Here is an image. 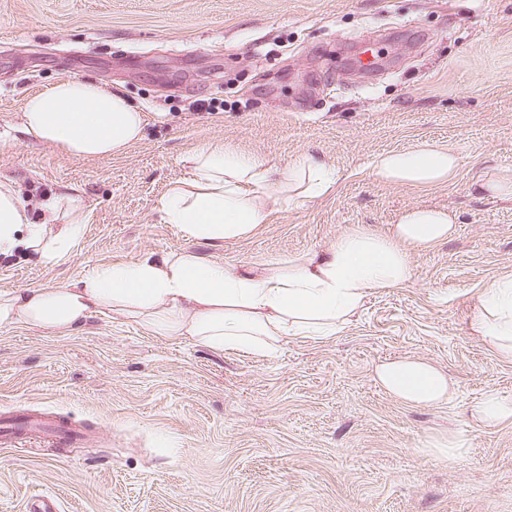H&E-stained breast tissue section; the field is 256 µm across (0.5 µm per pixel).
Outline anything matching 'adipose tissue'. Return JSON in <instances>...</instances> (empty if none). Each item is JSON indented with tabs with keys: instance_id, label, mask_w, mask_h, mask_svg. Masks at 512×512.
Masks as SVG:
<instances>
[{
	"instance_id": "1",
	"label": "adipose tissue",
	"mask_w": 512,
	"mask_h": 512,
	"mask_svg": "<svg viewBox=\"0 0 512 512\" xmlns=\"http://www.w3.org/2000/svg\"><path fill=\"white\" fill-rule=\"evenodd\" d=\"M147 124V113L122 93L81 78L30 94L21 114L25 138L93 159L124 155ZM188 160L191 177L167 188L159 212L162 223L178 225L197 242L248 238L265 223L271 194L296 204L328 195L338 180L334 169L307 154L280 170L220 142L195 147ZM371 168L386 182L431 188L455 176L459 158L448 147L423 143L379 153ZM81 224L74 197L56 195L37 221L14 185L0 181V254L25 250L47 263L64 260L77 247ZM455 224L448 211L416 207L388 233L352 229L325 247L258 269L207 260L189 249L105 265L75 284L0 291V327L67 333L106 313L137 321L154 336L271 355L291 338H334L368 294L411 279V251L450 239ZM470 327L512 359V273L477 296ZM375 375L389 396L409 406L437 405L453 392L448 376L421 359L380 363Z\"/></svg>"
}]
</instances>
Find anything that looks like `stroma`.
I'll use <instances>...</instances> for the list:
<instances>
[{"label": "stroma", "instance_id": "35a3bbf8", "mask_svg": "<svg viewBox=\"0 0 512 512\" xmlns=\"http://www.w3.org/2000/svg\"><path fill=\"white\" fill-rule=\"evenodd\" d=\"M71 77L149 112L125 156L22 137L25 96ZM211 141L279 169L311 154L338 185L268 200L252 237L189 240L159 205ZM423 142L458 155L447 184L372 173L374 155ZM501 170H512V0H0V181L31 212L69 191L86 213L61 263L0 256L1 291L186 248L258 266L357 226L386 232L412 207L457 223L334 339L291 340L270 358L99 314L66 335L0 327V410L86 429L64 448L34 434L0 448V512H28L37 495L56 512H512V421L488 428L471 414L486 395L512 399V360L469 327L477 294L512 272V200L477 190ZM406 357L445 372L453 398L389 396L374 368ZM450 439L461 448L449 455Z\"/></svg>", "mask_w": 512, "mask_h": 512}]
</instances>
